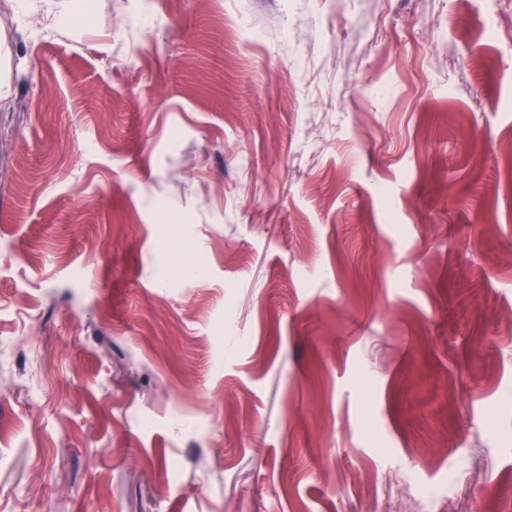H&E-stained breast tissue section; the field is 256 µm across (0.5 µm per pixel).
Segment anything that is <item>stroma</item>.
Segmentation results:
<instances>
[{
    "label": "stroma",
    "instance_id": "obj_1",
    "mask_svg": "<svg viewBox=\"0 0 512 512\" xmlns=\"http://www.w3.org/2000/svg\"><path fill=\"white\" fill-rule=\"evenodd\" d=\"M512 512V0H0V512Z\"/></svg>",
    "mask_w": 512,
    "mask_h": 512
}]
</instances>
